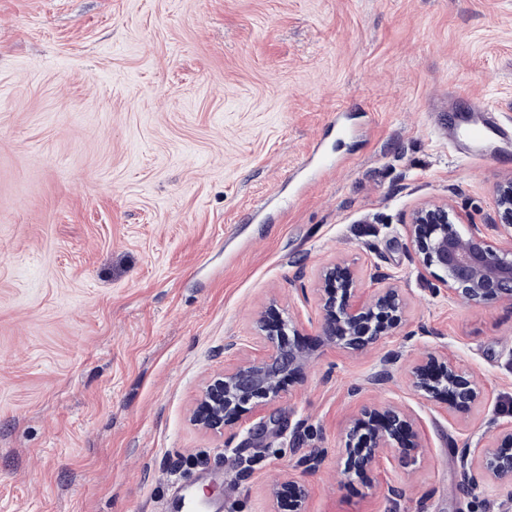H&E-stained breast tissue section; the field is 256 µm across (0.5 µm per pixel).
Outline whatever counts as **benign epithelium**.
<instances>
[{"mask_svg":"<svg viewBox=\"0 0 512 512\" xmlns=\"http://www.w3.org/2000/svg\"><path fill=\"white\" fill-rule=\"evenodd\" d=\"M496 208L506 226L512 225V180L500 186ZM416 258L425 268L441 272L440 280L452 294L475 305L492 300L512 301V249L489 244L476 224L461 226L448 206L419 209L410 225ZM358 278L347 267L324 272L320 335L345 349H361L394 335L400 328L403 298L387 288L372 303L357 300ZM268 352L215 379L204 391L195 414L196 424L221 432L264 402L281 398L285 383L304 368L312 353L287 339L294 331L288 316L275 325L261 320ZM414 387L431 400L448 401L452 409H468L480 398V386L447 362L436 373L417 364L411 368ZM414 429L412 418L399 407L365 410L355 417L346 434L348 470L357 472L374 462L402 433ZM479 479L512 478V430L497 434L481 458Z\"/></svg>","mask_w":512,"mask_h":512,"instance_id":"benign-epithelium-1","label":"benign epithelium"}]
</instances>
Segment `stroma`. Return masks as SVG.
Here are the masks:
<instances>
[{"instance_id":"stroma-1","label":"stroma","mask_w":512,"mask_h":512,"mask_svg":"<svg viewBox=\"0 0 512 512\" xmlns=\"http://www.w3.org/2000/svg\"><path fill=\"white\" fill-rule=\"evenodd\" d=\"M472 104L512 127V0H0V512H167L206 470L224 512H291L298 487L305 512H512V484L465 477L512 424V302L455 297L409 234L445 204L512 247V157L441 128ZM318 143L333 171L294 190ZM336 264L360 301L400 290L397 335L320 336ZM275 310L312 360L224 432L193 425ZM446 360L470 409L412 383ZM388 406L416 463L348 475L351 420Z\"/></svg>"}]
</instances>
